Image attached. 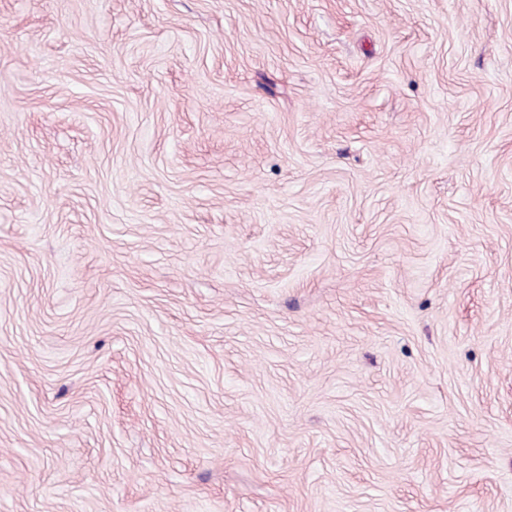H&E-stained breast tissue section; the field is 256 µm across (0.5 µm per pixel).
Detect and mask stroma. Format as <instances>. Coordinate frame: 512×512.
Wrapping results in <instances>:
<instances>
[{
	"label": "stroma",
	"instance_id": "35a3bbf8",
	"mask_svg": "<svg viewBox=\"0 0 512 512\" xmlns=\"http://www.w3.org/2000/svg\"><path fill=\"white\" fill-rule=\"evenodd\" d=\"M0 512H512V0H0Z\"/></svg>",
	"mask_w": 512,
	"mask_h": 512
}]
</instances>
